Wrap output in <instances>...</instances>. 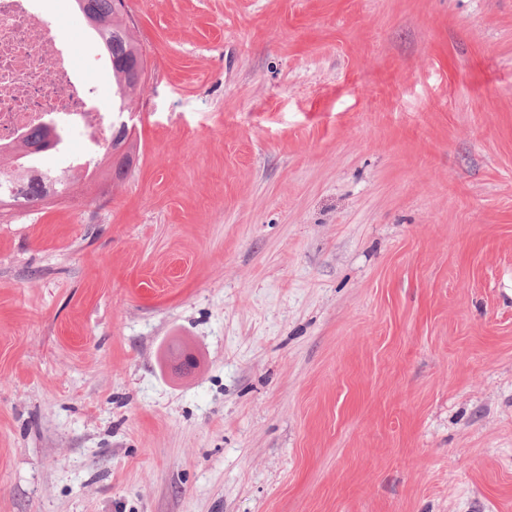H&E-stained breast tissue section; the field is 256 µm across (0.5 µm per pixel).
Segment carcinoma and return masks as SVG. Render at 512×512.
<instances>
[{
    "instance_id": "1",
    "label": "carcinoma",
    "mask_w": 512,
    "mask_h": 512,
    "mask_svg": "<svg viewBox=\"0 0 512 512\" xmlns=\"http://www.w3.org/2000/svg\"><path fill=\"white\" fill-rule=\"evenodd\" d=\"M76 6L99 38L110 60L112 81L116 85L112 109L123 112L126 100L145 82L147 73L143 49L132 38L127 24L126 0H76ZM51 136L52 131L45 127L23 140L21 147L24 153L19 163L23 173L7 172L0 164L1 207L7 198L15 204L19 202L28 207H37L69 190L70 182L65 175L36 165L39 145L48 142Z\"/></svg>"
}]
</instances>
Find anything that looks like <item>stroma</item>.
<instances>
[{
	"label": "stroma",
	"mask_w": 512,
	"mask_h": 512,
	"mask_svg": "<svg viewBox=\"0 0 512 512\" xmlns=\"http://www.w3.org/2000/svg\"><path fill=\"white\" fill-rule=\"evenodd\" d=\"M127 4L130 169L0 210V512H512V0Z\"/></svg>",
	"instance_id": "1"
}]
</instances>
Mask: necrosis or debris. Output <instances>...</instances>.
I'll return each mask as SVG.
<instances>
[{"label": "necrosis or debris", "instance_id": "4bbe7bcc", "mask_svg": "<svg viewBox=\"0 0 512 512\" xmlns=\"http://www.w3.org/2000/svg\"><path fill=\"white\" fill-rule=\"evenodd\" d=\"M119 116L102 110L51 34L39 0H0V149L8 151L53 122L83 144L80 163L112 143Z\"/></svg>", "mask_w": 512, "mask_h": 512}]
</instances>
